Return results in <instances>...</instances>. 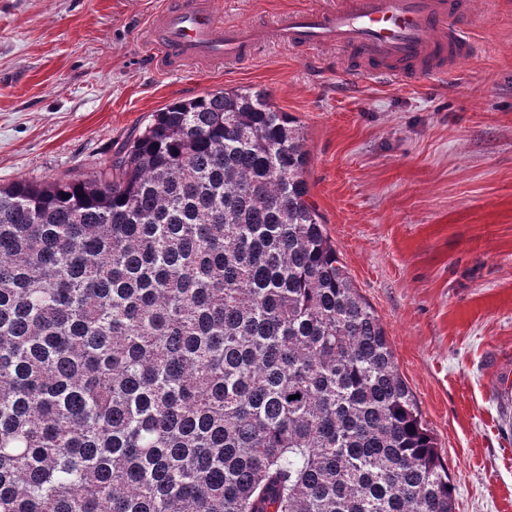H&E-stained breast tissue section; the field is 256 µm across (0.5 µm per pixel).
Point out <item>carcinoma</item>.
<instances>
[{
	"instance_id": "cac0c4a2",
	"label": "carcinoma",
	"mask_w": 512,
	"mask_h": 512,
	"mask_svg": "<svg viewBox=\"0 0 512 512\" xmlns=\"http://www.w3.org/2000/svg\"><path fill=\"white\" fill-rule=\"evenodd\" d=\"M265 91L0 185V512H455Z\"/></svg>"
}]
</instances>
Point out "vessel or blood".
<instances>
[{
	"mask_svg": "<svg viewBox=\"0 0 512 512\" xmlns=\"http://www.w3.org/2000/svg\"><path fill=\"white\" fill-rule=\"evenodd\" d=\"M470 0H321L269 28L219 18L213 0H163L144 39L155 70L235 65L275 40L297 50L331 49L352 80L426 77L472 54Z\"/></svg>",
	"mask_w": 512,
	"mask_h": 512,
	"instance_id": "obj_1",
	"label": "vessel or blood"
}]
</instances>
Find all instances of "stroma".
<instances>
[{"instance_id": "stroma-1", "label": "stroma", "mask_w": 512, "mask_h": 512, "mask_svg": "<svg viewBox=\"0 0 512 512\" xmlns=\"http://www.w3.org/2000/svg\"><path fill=\"white\" fill-rule=\"evenodd\" d=\"M160 0H0V184L88 173L153 112L250 88L294 116L327 236L382 323L455 487L512 512V0H471L481 50L448 76L357 83L268 43L233 69L150 65ZM316 0H215L271 25Z\"/></svg>"}]
</instances>
